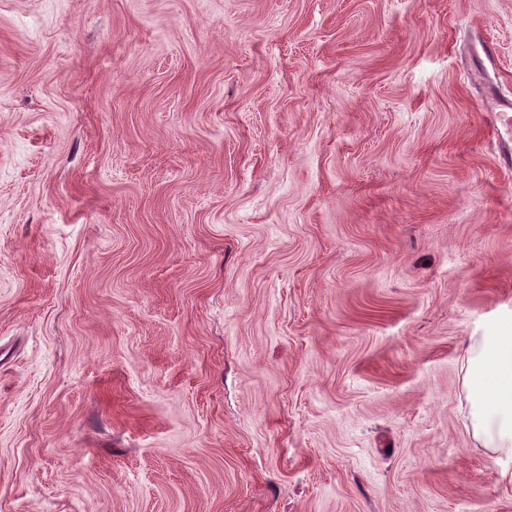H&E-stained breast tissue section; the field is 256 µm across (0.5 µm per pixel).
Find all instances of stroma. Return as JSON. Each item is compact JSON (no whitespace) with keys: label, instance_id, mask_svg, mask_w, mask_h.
Returning a JSON list of instances; mask_svg holds the SVG:
<instances>
[{"label":"stroma","instance_id":"1","mask_svg":"<svg viewBox=\"0 0 512 512\" xmlns=\"http://www.w3.org/2000/svg\"><path fill=\"white\" fill-rule=\"evenodd\" d=\"M498 98L512 0H0V512H512ZM470 423L485 448L512 457V327L488 326L466 358Z\"/></svg>","mask_w":512,"mask_h":512}]
</instances>
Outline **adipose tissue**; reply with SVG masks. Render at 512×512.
Instances as JSON below:
<instances>
[{"label":"adipose tissue","mask_w":512,"mask_h":512,"mask_svg":"<svg viewBox=\"0 0 512 512\" xmlns=\"http://www.w3.org/2000/svg\"><path fill=\"white\" fill-rule=\"evenodd\" d=\"M470 423L485 447L512 457V326H488L466 358Z\"/></svg>","instance_id":"obj_1"}]
</instances>
